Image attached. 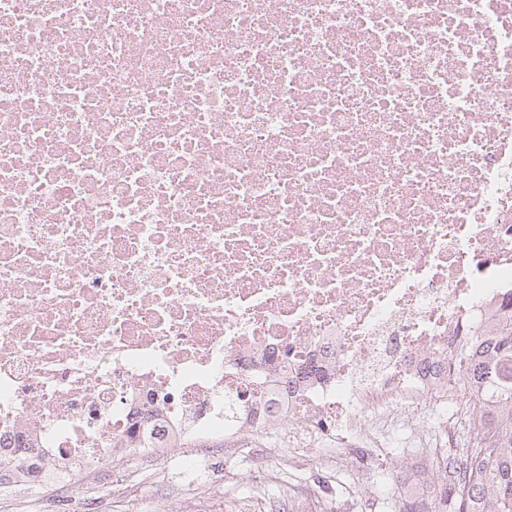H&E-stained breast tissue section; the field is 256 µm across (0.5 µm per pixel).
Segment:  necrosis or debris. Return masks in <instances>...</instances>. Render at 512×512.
Wrapping results in <instances>:
<instances>
[{"label":"necrosis or debris","mask_w":512,"mask_h":512,"mask_svg":"<svg viewBox=\"0 0 512 512\" xmlns=\"http://www.w3.org/2000/svg\"><path fill=\"white\" fill-rule=\"evenodd\" d=\"M512 319V0H0V499L270 434L435 499ZM400 441L398 439L393 440L391 448H385L384 454L373 466L372 480L378 486L388 485L396 471L402 466L403 452L405 448H399Z\"/></svg>","instance_id":"necrosis-or-debris-1"}]
</instances>
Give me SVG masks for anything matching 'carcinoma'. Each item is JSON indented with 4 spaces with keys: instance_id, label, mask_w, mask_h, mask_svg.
Instances as JSON below:
<instances>
[{
    "instance_id": "obj_1",
    "label": "carcinoma",
    "mask_w": 512,
    "mask_h": 512,
    "mask_svg": "<svg viewBox=\"0 0 512 512\" xmlns=\"http://www.w3.org/2000/svg\"><path fill=\"white\" fill-rule=\"evenodd\" d=\"M473 396L484 405L500 408L508 418H489L480 431L467 434L465 453H452L448 468L463 476L446 487L442 508L423 501L404 500L398 512H512V322L482 333L457 353Z\"/></svg>"
}]
</instances>
